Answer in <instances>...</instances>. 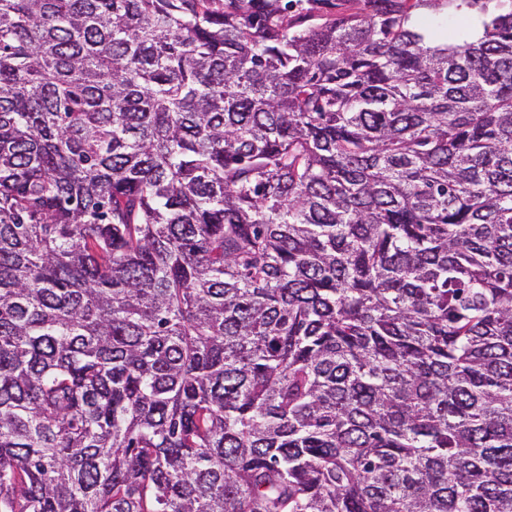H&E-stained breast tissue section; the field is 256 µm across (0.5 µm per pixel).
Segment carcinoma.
<instances>
[{
    "label": "carcinoma",
    "mask_w": 512,
    "mask_h": 512,
    "mask_svg": "<svg viewBox=\"0 0 512 512\" xmlns=\"http://www.w3.org/2000/svg\"><path fill=\"white\" fill-rule=\"evenodd\" d=\"M489 2L0 0V512H512Z\"/></svg>",
    "instance_id": "carcinoma-1"
}]
</instances>
